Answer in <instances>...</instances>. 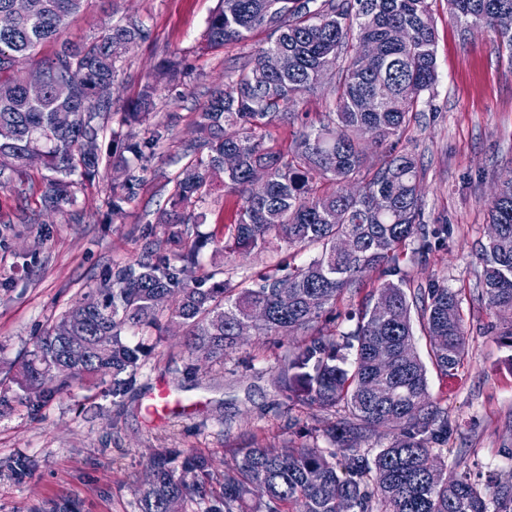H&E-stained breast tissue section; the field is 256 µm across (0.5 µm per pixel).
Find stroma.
Segmentation results:
<instances>
[{"instance_id":"obj_1","label":"stroma","mask_w":512,"mask_h":512,"mask_svg":"<svg viewBox=\"0 0 512 512\" xmlns=\"http://www.w3.org/2000/svg\"><path fill=\"white\" fill-rule=\"evenodd\" d=\"M218 5L219 0H87L64 32L89 41L114 21H140L148 29L146 41L118 64L107 140L120 130L121 113L151 81L160 60L180 56L188 73L163 85L150 120L132 128L138 136L157 131L161 138L153 155L136 165L140 189L121 214L111 213L112 185L103 173L92 182L77 180V202L62 213L41 205L42 167L26 168L0 187V389L11 396L0 405V512H57L65 503L72 512H138V490L156 456H166L178 469L197 453L220 472L234 449L257 439L298 447L307 442L305 430L326 428L336 419L334 412L288 401L279 368L297 342L274 334L243 337L223 364L212 367L188 356L181 334L153 336L123 395H113L107 378L72 382L36 409L21 398L19 363L84 291L139 256L158 211L169 206L172 179L185 162L182 145L195 136L199 107L211 86L245 60L248 46L212 48L205 40ZM432 10L439 82L396 148L422 162L423 223L448 232L427 257L405 259L403 267L414 287L435 282L463 299L467 360L448 378L429 372V394L448 412L449 469H468L485 479L512 473V350L489 330L493 316L472 246L487 238V206L512 177V60L499 51L490 30L461 37L446 0H432ZM335 97V81L323 80L297 103L299 121L265 126L264 141L290 151L303 123L318 122ZM241 203L239 194L216 184L202 206L207 220L201 232L236 223ZM315 253L283 241L251 255L221 256L207 248L200 270H223L225 280L243 288L287 256L301 264ZM381 282L379 271H365L360 289L344 293L335 315H323L325 331L353 329L351 315ZM160 385L181 405L152 419L143 406Z\"/></svg>"}]
</instances>
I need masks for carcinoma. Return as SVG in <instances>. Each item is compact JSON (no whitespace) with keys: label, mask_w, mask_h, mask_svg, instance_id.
<instances>
[{"label":"carcinoma","mask_w":512,"mask_h":512,"mask_svg":"<svg viewBox=\"0 0 512 512\" xmlns=\"http://www.w3.org/2000/svg\"><path fill=\"white\" fill-rule=\"evenodd\" d=\"M85 0H28L26 13L0 29V187L28 167V155L44 152L50 172L41 200L56 212L76 202L72 177L91 179L109 168L112 215L122 212L139 186L131 162L153 152L160 133L112 135L102 153L100 136L111 118L112 99L96 97V86L113 83L117 63L147 37L141 22L115 23L95 40L60 41L69 19ZM448 14L466 36L480 24L492 30L512 60V30L494 18L512 12V0H447ZM405 26L412 39L391 42L390 30ZM268 40L252 48L247 62L228 82L215 85L197 113V137L183 145L187 162L174 177L170 209L158 213L160 238L133 262L86 291L60 320L37 338L31 359L19 372L25 399L33 406L75 380L112 376V395L125 393L143 353L130 336H161L171 326L185 329L190 356L222 362L239 342L241 329L258 335L302 336L281 370L288 400L307 409H341L318 444L276 448L254 443L236 450L234 464L218 475L209 460L191 455L181 473L166 457L151 461V479L139 490L138 512H512V475L481 484L466 473H448L435 447L448 443V413L429 401L427 367L414 345L412 313L430 342L436 372L450 376L467 356L459 293L439 284L412 286L397 251L416 244L423 258L445 227L422 223V172L416 156L389 151L377 164L367 161L364 139L382 145L399 138L417 115L425 95L439 81L431 0H220L208 19L212 47L246 43L255 31ZM61 42L54 57L35 73L8 63L31 57L40 47ZM286 55L291 66L271 71L265 60ZM331 57L338 90L319 120L306 125L291 151L265 145L256 130L294 121L290 104L311 91ZM186 69L173 55L157 66L120 124H142L151 115L158 84ZM65 83L68 97L54 86ZM374 98L377 108L362 109ZM71 112L62 125L57 116ZM236 127L235 135H227ZM234 154L237 166L224 167ZM361 174L363 191L346 190ZM239 192L237 223L221 236L199 233L205 214L198 208L219 177ZM494 234L478 243L489 310L507 312L497 331L512 349V180L489 205ZM316 247L318 254L294 272L262 277L252 288H233L210 274L195 275L208 245L224 253L264 251L278 240ZM348 249L336 252V240ZM380 268L388 276L369 295L354 329L335 336L318 319L360 275ZM398 433L374 457L361 441L386 425Z\"/></svg>","instance_id":"obj_1"}]
</instances>
